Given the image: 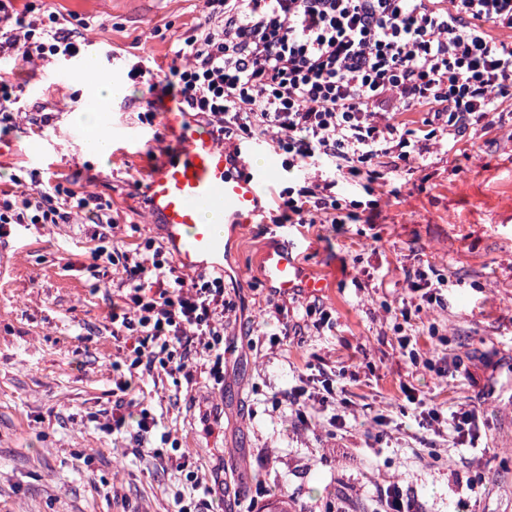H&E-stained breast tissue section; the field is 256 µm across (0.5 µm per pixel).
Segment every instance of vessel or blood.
I'll list each match as a JSON object with an SVG mask.
<instances>
[{
  "label": "vessel or blood",
  "instance_id": "vessel-or-blood-1",
  "mask_svg": "<svg viewBox=\"0 0 512 512\" xmlns=\"http://www.w3.org/2000/svg\"><path fill=\"white\" fill-rule=\"evenodd\" d=\"M161 116L178 137V149L149 178L146 193L152 219L164 228L168 246L184 269L224 266V238L219 225L236 230L257 223L270 203L266 186L275 181L279 165L274 157L255 165L248 151L220 146L210 127L197 124L181 105L167 101ZM297 246L286 242L265 253L263 278L279 293L302 288L322 292L324 280L303 276Z\"/></svg>",
  "mask_w": 512,
  "mask_h": 512
}]
</instances>
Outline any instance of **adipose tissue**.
<instances>
[{
    "label": "adipose tissue",
    "mask_w": 512,
    "mask_h": 512,
    "mask_svg": "<svg viewBox=\"0 0 512 512\" xmlns=\"http://www.w3.org/2000/svg\"><path fill=\"white\" fill-rule=\"evenodd\" d=\"M81 74L91 80L93 87L92 96L80 115L82 147L85 152L104 160L112 152V139L104 131L102 114L106 105L112 99L124 96L127 89L112 80L100 78L98 63L91 56L84 59Z\"/></svg>",
    "instance_id": "ef3b65f1"
}]
</instances>
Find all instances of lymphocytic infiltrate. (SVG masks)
<instances>
[{"mask_svg": "<svg viewBox=\"0 0 512 512\" xmlns=\"http://www.w3.org/2000/svg\"><path fill=\"white\" fill-rule=\"evenodd\" d=\"M220 25L186 38L165 75L133 66L146 92L164 89L212 127L225 145L250 139L283 158L290 183L277 195L270 221L340 223L336 187L346 177L383 178L385 158L423 159L429 141L454 144L475 129L503 126L512 100V0H207ZM0 0V58L26 63L80 53L79 34L56 12L33 18ZM426 110V137L395 120ZM0 190V238L12 225H93L91 276L122 265L112 291V336L124 344V372L112 380L103 428L134 422L144 443L158 425L134 394L145 378L195 370L224 381V275H178L173 256L153 241L119 252L112 246V203L70 183L32 191L19 175ZM288 407L330 435L347 428L333 380L306 378L292 387ZM447 423L455 442L478 447L476 408L421 415V428Z\"/></svg>", "mask_w": 512, "mask_h": 512, "instance_id": "f902f5d3", "label": "lymphocytic infiltrate"}]
</instances>
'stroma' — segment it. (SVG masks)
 Returning <instances> with one entry per match:
<instances>
[{"mask_svg":"<svg viewBox=\"0 0 512 512\" xmlns=\"http://www.w3.org/2000/svg\"><path fill=\"white\" fill-rule=\"evenodd\" d=\"M53 6L82 31L81 52L97 58L100 77L128 89L103 114L112 153L103 161L80 147L88 83L72 61H0V82L18 88L8 104L17 122L0 133V178L34 170L41 189L77 179L111 200L115 247L163 240L148 217L143 172L176 148V137L162 118L142 121L147 96L128 72L167 68L177 41L204 22L205 0ZM37 103L53 112L49 125L32 122ZM337 193L376 206L343 224L286 233L266 222L237 233L224 255V296L234 309L224 321L223 385L205 373L189 386L148 378L144 408L204 479L230 484L215 512H267L282 493L290 512H323L329 503L373 512L379 486L393 482L419 512H455L463 498L469 512H512V131L433 146L413 174L392 173L374 194L352 181ZM289 236L303 273L326 282L320 300L333 327L281 340L261 257ZM0 244L12 257L0 273V512H173L178 496L195 493L186 472L154 465L129 428L105 431L91 420L110 407L121 360L108 319L117 270L92 282L79 224L15 225ZM419 268L447 279L442 305L411 291ZM404 336L415 338V358L401 350ZM455 358L462 367L453 377L422 365ZM309 363L344 388L356 422L343 438L308 429L286 406ZM404 385L414 400L403 397ZM471 404L483 414L489 451L450 447L446 435L416 423L429 407ZM378 413L390 420L379 445L367 435ZM338 445L345 452L336 456ZM471 478L481 484L475 497Z\"/></svg>","mask_w":512,"mask_h":512,"instance_id":"35a3bbf8","label":"stroma"}]
</instances>
